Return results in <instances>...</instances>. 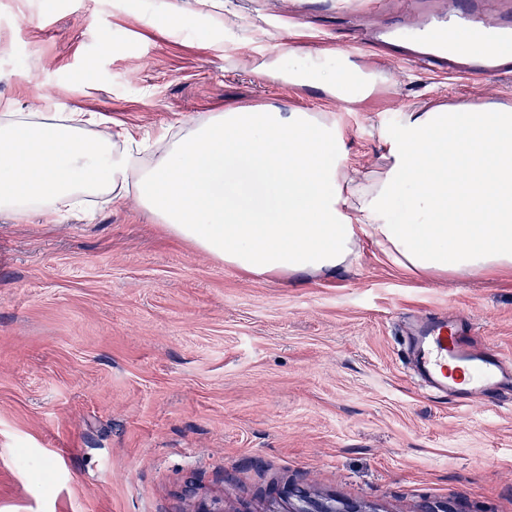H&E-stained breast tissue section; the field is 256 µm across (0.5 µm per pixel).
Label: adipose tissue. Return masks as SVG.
I'll list each match as a JSON object with an SVG mask.
<instances>
[{"label": "adipose tissue", "instance_id": "ef3b65f1", "mask_svg": "<svg viewBox=\"0 0 512 512\" xmlns=\"http://www.w3.org/2000/svg\"><path fill=\"white\" fill-rule=\"evenodd\" d=\"M311 70L337 94L354 81L368 95L375 80L349 60ZM86 123L0 118L1 216L56 218L84 196L130 194L173 236L257 276L336 274L365 236L408 273H512L511 106L409 113L378 171L345 164L341 129L310 112L230 105L162 133L149 162L128 129L91 137Z\"/></svg>", "mask_w": 512, "mask_h": 512}]
</instances>
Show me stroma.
<instances>
[{
	"label": "stroma",
	"mask_w": 512,
	"mask_h": 512,
	"mask_svg": "<svg viewBox=\"0 0 512 512\" xmlns=\"http://www.w3.org/2000/svg\"><path fill=\"white\" fill-rule=\"evenodd\" d=\"M459 6L0 0V114L153 138L229 105L313 112L376 169L406 113L512 105V74L464 83L385 51L389 93L349 112L282 73ZM426 316L512 362L511 276L413 275L370 239L333 276H249L125 197L0 220V512H293L286 485L313 512H512V383L494 410L432 395L407 356Z\"/></svg>",
	"instance_id": "35a3bbf8"
}]
</instances>
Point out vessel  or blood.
I'll return each mask as SVG.
<instances>
[{"label": "vessel or blood", "mask_w": 512, "mask_h": 512, "mask_svg": "<svg viewBox=\"0 0 512 512\" xmlns=\"http://www.w3.org/2000/svg\"><path fill=\"white\" fill-rule=\"evenodd\" d=\"M481 0H470L466 14H440L407 31L408 39L426 46L422 58L431 67L446 68L452 60L448 46L467 45L473 52L487 57L486 76L512 71L508 55L512 54V16L501 18L493 30L478 27L473 11ZM415 374L433 391L452 397L459 404L481 397L492 399L504 374V359L499 352H472L464 335V325L454 319L426 326L422 336L410 346Z\"/></svg>", "instance_id": "b4317fda"}]
</instances>
